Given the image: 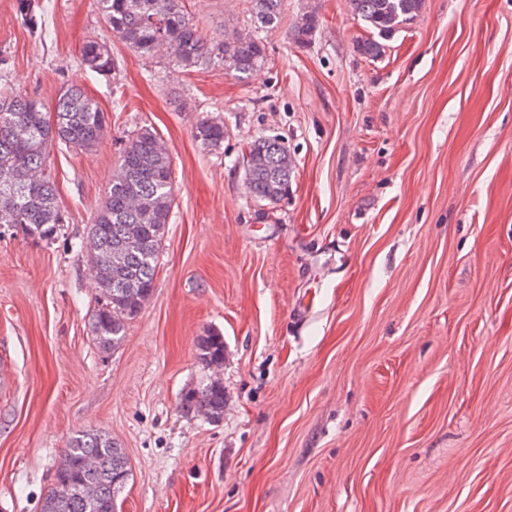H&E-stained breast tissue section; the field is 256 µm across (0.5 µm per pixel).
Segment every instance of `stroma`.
Listing matches in <instances>:
<instances>
[{"mask_svg": "<svg viewBox=\"0 0 512 512\" xmlns=\"http://www.w3.org/2000/svg\"><path fill=\"white\" fill-rule=\"evenodd\" d=\"M186 7L208 38L252 24L251 0ZM263 36L241 79L140 57L96 0H0V92L50 109L77 86L107 118L93 151L51 148L55 237L0 226V512H39L83 430L126 453L119 512H512V0H424L376 59L348 0H284ZM90 39L115 72L81 65ZM142 128L175 202L153 294L105 353L79 243ZM261 136L294 161L275 204L245 183ZM213 330L218 422L179 406ZM196 138L210 150H219L224 145V122L214 118H202L197 126ZM224 336L214 332L208 336H201L197 341V358L201 365L207 369H213L216 378L222 376L224 364ZM217 366V367H216Z\"/></svg>", "mask_w": 512, "mask_h": 512, "instance_id": "35a3bbf8", "label": "stroma"}]
</instances>
